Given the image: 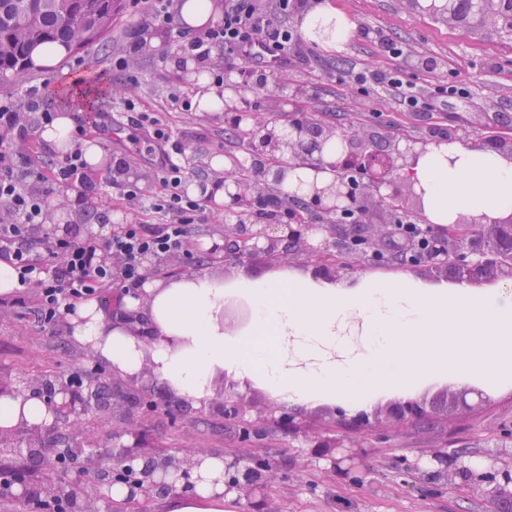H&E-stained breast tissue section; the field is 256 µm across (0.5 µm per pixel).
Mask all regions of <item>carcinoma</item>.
<instances>
[{"instance_id": "carcinoma-1", "label": "carcinoma", "mask_w": 512, "mask_h": 512, "mask_svg": "<svg viewBox=\"0 0 512 512\" xmlns=\"http://www.w3.org/2000/svg\"><path fill=\"white\" fill-rule=\"evenodd\" d=\"M123 9L124 0H0V79L23 74L39 45L78 53L107 42Z\"/></svg>"}]
</instances>
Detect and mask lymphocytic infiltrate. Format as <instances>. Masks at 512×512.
<instances>
[{"label":"lymphocytic infiltrate","instance_id":"lymphocytic-infiltrate-1","mask_svg":"<svg viewBox=\"0 0 512 512\" xmlns=\"http://www.w3.org/2000/svg\"><path fill=\"white\" fill-rule=\"evenodd\" d=\"M307 0H225L220 24L192 34L178 33L173 0H127L131 12L152 19L160 29L177 32L182 55L198 61L209 60L213 51L241 60L239 74L246 87L260 91L270 76L288 67L298 33L285 22L286 16L304 9ZM352 80L366 90L397 99L409 112H430L434 105L421 97L413 84L398 70L364 68L352 73ZM39 112L40 89L32 85L24 92L0 98V132L29 140L31 130L21 125L23 113ZM130 122L137 129L133 144H145L147 152L159 155L161 190L153 208L167 217V224L149 231L129 224L103 241L72 235L47 242L35 251L34 233L45 221V198L40 184H56L85 177L81 149H73L63 159L37 164L32 152L0 148V201L6 202L10 219L0 224V256L11 259L23 287L37 289V313L49 323L61 313L64 302H76L101 294L115 280L135 286L142 277V258L148 254H170L188 244V226L194 223L201 206L182 194L185 170L179 157L182 149L172 142L158 119L140 113ZM121 261L120 268L102 261V252Z\"/></svg>","mask_w":512,"mask_h":512}]
</instances>
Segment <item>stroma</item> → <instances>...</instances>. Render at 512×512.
<instances>
[{
    "label": "stroma",
    "instance_id": "35a3bbf8",
    "mask_svg": "<svg viewBox=\"0 0 512 512\" xmlns=\"http://www.w3.org/2000/svg\"><path fill=\"white\" fill-rule=\"evenodd\" d=\"M338 2L357 25L351 44L343 53L332 54L302 42L298 56L292 57L286 71L270 78L264 91L244 90L246 108L257 119L280 124L300 112L340 130L361 135L395 133L409 140L431 139L430 129L436 125L451 139L476 148L496 135L512 137V26L502 23L493 31L473 23L459 27L412 10L406 0ZM132 35L142 42L141 53L127 70L110 68L113 52ZM385 38L397 43L402 55L386 53L381 45ZM176 44V37L156 28L145 16L126 12L114 21L109 45L89 46L79 55H67L48 71L30 68L17 80L0 82V96L41 85L45 108L55 112L76 108L69 90L80 77L99 98L96 112L111 115V122L98 133L106 164L94 175L96 189L73 219L81 235L90 234L95 224L107 227L115 218L151 228L164 222L149 205L159 191L158 171L147 154L130 151L128 100H138L141 110L161 119L181 144V163L198 184L218 177L207 165L211 155L229 159L232 172L243 166L244 127L226 124L220 110L187 112L170 103L169 93L191 92L190 81L172 67L173 59L180 56ZM79 59L84 62L80 68L75 65ZM364 67L403 70L424 95L440 85L462 89L463 94L443 98L435 112H409L392 98L361 93L355 82L346 79V72ZM282 81L299 88V95L290 99L277 92ZM96 112H84V120L94 121ZM131 185L138 190L137 198L122 200L123 190ZM234 221L229 214L203 211L200 221L189 227L188 253L155 257L156 276L181 277L205 270L229 283L242 274L258 278L288 267L322 281V268L300 250L208 261L210 246L234 234ZM354 228L362 243L354 251H337L336 284L353 287L368 276L382 282L409 277L429 287L452 285L450 270L422 259L403 262L397 258L391 248L397 226L386 223L382 214L359 219ZM36 295V290H29L22 307L0 297V390H16L23 380L49 374L77 378L98 365L97 358L73 340L66 316L48 324L38 320ZM224 389V379H216L210 403L186 412L176 407L131 411L125 402L107 394L87 429L100 438L106 454L112 451L107 430L131 425L140 431L148 453L185 455L202 448L227 461L250 457L265 463L267 499L275 512H512V501L493 499L489 485L476 484L462 492L454 475L411 471L419 458L435 452L498 451L511 446L512 380L482 385V405L465 411L455 402L456 382L424 379L412 399L428 415V423L391 427L378 424L388 413L384 398L360 409L324 402L295 407L262 389L245 395L247 416L262 430L261 436L249 439L225 416ZM276 408L295 412L300 434L290 435L272 425L270 416ZM315 437L336 438L364 449L365 469L328 471L326 461L315 455L311 444ZM0 472L14 481L11 491H0V512H31L21 489L34 493L47 481L46 470L30 456L24 435H16L13 447L0 449Z\"/></svg>",
    "mask_w": 512,
    "mask_h": 512
}]
</instances>
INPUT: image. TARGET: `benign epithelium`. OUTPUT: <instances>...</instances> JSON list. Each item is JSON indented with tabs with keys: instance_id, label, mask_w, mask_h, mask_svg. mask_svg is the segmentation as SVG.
I'll return each instance as SVG.
<instances>
[{
	"instance_id": "7a95c632",
	"label": "benign epithelium",
	"mask_w": 512,
	"mask_h": 512,
	"mask_svg": "<svg viewBox=\"0 0 512 512\" xmlns=\"http://www.w3.org/2000/svg\"><path fill=\"white\" fill-rule=\"evenodd\" d=\"M410 4L428 14L443 17L456 16L464 11L470 19L486 27L493 26L499 13L495 9L497 0H410ZM226 87L238 96L234 101H224V111L233 115L235 121L248 120L251 114L239 106L243 102L242 86L230 82ZM250 144V154L273 156L288 145L291 156L318 168L322 154L329 141L336 136L335 129L317 119L292 118L288 121V130L279 128L272 122H254L246 132ZM418 157V152L411 146L399 148V142L391 139L387 153L379 155L372 149L370 142L354 135L344 136V149L336 157V183L329 188L315 193V198L304 203L305 209L323 214L328 224L311 225L304 221L296 210L289 211L288 221L279 224H253L241 235L237 243L238 254L254 252L275 253L289 248L315 254L318 247L310 242V232L325 231L331 224H344L346 220L374 204L388 213L402 211L408 204V198H420L414 183L407 178L410 166ZM227 195L232 205L245 211L258 204L263 193L247 184L241 176L224 179ZM448 238L459 249H468V257H456L455 260L444 258L446 267L455 266L459 270L457 280L466 282L488 281L492 276L503 273L512 279V218L506 221H494L490 232L484 234L467 224H455L448 228ZM82 382L69 377H61L56 382H47L44 386H27V390L47 398L53 420L48 425L30 427L21 424L12 430H0V446H10L12 438L20 431L28 436L29 448L42 454L45 467L53 472L66 473L72 469H81V462L93 461L107 476V486L126 485L131 492L143 496L149 495L159 487L173 490V484L167 477L177 474L185 479L190 471L202 459L209 456L203 449L197 450L190 458H179L169 453L145 456L137 451L141 447L139 434L129 428L114 432L111 437L131 435V449L110 456L99 451L100 445L95 437L86 436L80 444L70 442L62 448H51L45 442L46 435L60 433L67 429L71 432L84 425L93 415L89 397L80 392ZM232 391L226 398L232 402V409L226 415L233 418L245 434L256 432L252 422L245 418L242 406L243 395L233 391L235 384H230ZM323 457L330 462V469L336 470L346 463L353 466L360 459L361 452L345 446L340 441L324 445ZM454 471L460 478V489L489 479L501 478L494 493L497 496L512 497V468H499V459L488 452H472L459 449L454 455ZM260 469L239 458L225 465V491H244L262 493L264 488L259 483ZM46 497L66 504L79 501L78 494L65 478H57L48 484Z\"/></svg>"
}]
</instances>
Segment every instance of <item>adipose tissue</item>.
Here are the masks:
<instances>
[{
  "mask_svg": "<svg viewBox=\"0 0 512 512\" xmlns=\"http://www.w3.org/2000/svg\"><path fill=\"white\" fill-rule=\"evenodd\" d=\"M306 40L329 53L343 52L356 24L334 0H316L300 20ZM79 113L62 111L40 129L45 146L65 154L81 148L89 171L101 170L104 153L97 138H77ZM343 147L332 139L323 152L324 169L308 165L287 169L278 189L304 201L333 184V164ZM422 190L423 223L439 227L469 215L492 222L512 214V156L474 149L452 140L429 144L410 169ZM146 295L121 298L120 314L108 313L98 299L73 305L68 320L73 339L105 360L112 371L138 378L152 361L157 380L182 402L209 399L215 375L263 385L280 400L302 405L338 401L366 404L389 394H409L419 378L451 372L458 385L472 378L512 372V288L476 293L464 282L423 288L409 279L391 284L365 283L357 292L316 283L295 270H277L262 278L243 275L224 284L205 273L142 283ZM250 302L254 319L246 333L224 329V307ZM141 309L153 338L144 343L139 324L126 311ZM362 320L370 338L366 356L338 363L319 347L335 344L347 320ZM298 336L315 360L308 371L287 369L288 339ZM46 401L24 392L0 397V428L19 422H51ZM167 512H227L224 462L205 458L189 478L172 476Z\"/></svg>",
  "mask_w": 512,
  "mask_h": 512,
  "instance_id": "adipose-tissue-1",
  "label": "adipose tissue"
}]
</instances>
